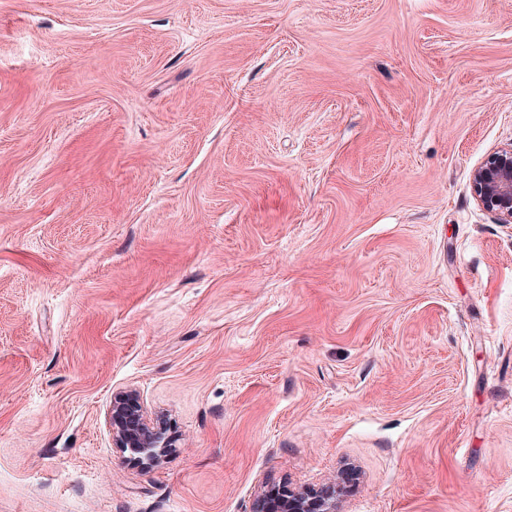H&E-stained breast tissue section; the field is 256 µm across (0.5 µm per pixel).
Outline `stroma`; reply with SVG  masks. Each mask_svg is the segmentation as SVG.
<instances>
[{
  "label": "stroma",
  "mask_w": 512,
  "mask_h": 512,
  "mask_svg": "<svg viewBox=\"0 0 512 512\" xmlns=\"http://www.w3.org/2000/svg\"><path fill=\"white\" fill-rule=\"evenodd\" d=\"M510 142L512 0H0V512H512ZM472 192L478 206L512 224V143L491 153L472 175ZM108 416L113 448L122 454L136 455L128 457L144 468L158 466L167 448H173V438L165 422L148 417L132 390L112 396ZM340 485L320 489L274 488L258 497L249 512H339Z\"/></svg>",
  "instance_id": "obj_1"
}]
</instances>
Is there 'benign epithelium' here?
Instances as JSON below:
<instances>
[{
	"instance_id": "7a95c632",
	"label": "benign epithelium",
	"mask_w": 512,
	"mask_h": 512,
	"mask_svg": "<svg viewBox=\"0 0 512 512\" xmlns=\"http://www.w3.org/2000/svg\"><path fill=\"white\" fill-rule=\"evenodd\" d=\"M472 192L478 206L496 216L501 224H512V143L491 153L472 175ZM112 447L134 455L145 468L159 465L173 438L164 421L148 417L137 394L112 396L109 412ZM340 486L274 488L258 497L249 512H339Z\"/></svg>"
}]
</instances>
